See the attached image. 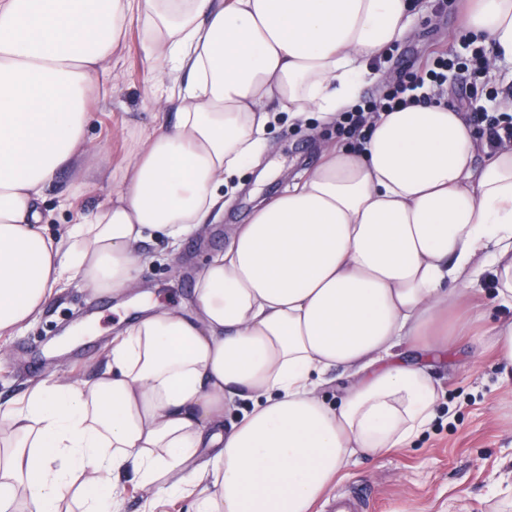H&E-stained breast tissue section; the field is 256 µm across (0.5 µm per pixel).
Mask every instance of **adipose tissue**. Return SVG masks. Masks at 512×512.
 Here are the masks:
<instances>
[{"instance_id":"adipose-tissue-1","label":"adipose tissue","mask_w":512,"mask_h":512,"mask_svg":"<svg viewBox=\"0 0 512 512\" xmlns=\"http://www.w3.org/2000/svg\"><path fill=\"white\" fill-rule=\"evenodd\" d=\"M421 0H0V335L63 276L124 294L157 234L207 223L252 166L272 113L330 121ZM463 28L512 63V0H467ZM141 33L176 120L131 151L118 190L60 237L44 191L85 154L103 63ZM512 309V145L443 103L381 113L237 225L200 270L195 310L150 312L105 369L0 405V512H115L121 477L195 512H310L353 457L406 447L435 419L433 373L485 271ZM343 375L336 403L319 393ZM214 449L201 461L200 451Z\"/></svg>"}]
</instances>
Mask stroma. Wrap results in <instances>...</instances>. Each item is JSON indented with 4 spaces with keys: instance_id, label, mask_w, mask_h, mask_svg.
Returning <instances> with one entry per match:
<instances>
[{
    "instance_id": "stroma-1",
    "label": "stroma",
    "mask_w": 512,
    "mask_h": 512,
    "mask_svg": "<svg viewBox=\"0 0 512 512\" xmlns=\"http://www.w3.org/2000/svg\"><path fill=\"white\" fill-rule=\"evenodd\" d=\"M424 8L398 54L379 62L386 74L417 70L435 51L462 52L469 34L459 24L455 0H426ZM105 67L112 90L91 107L85 146V162L98 174L86 181L76 168L56 177L43 202L44 226L52 235L75 212L103 205L117 187L113 173L130 147L175 120L165 83L146 86L138 29L129 31L122 51ZM264 140L259 164L225 179L217 218L179 242L159 235L146 244L149 259L126 293V305L66 278L35 321L0 337V403L40 378L94 377L106 365V345L142 309L193 312L200 268L223 252L236 225L249 222L255 197L279 195L322 161L324 148L341 143L335 124L314 117L292 123L284 113L267 127ZM434 374L438 418L407 447L353 458L311 512H326L331 496L358 485L371 493L369 512H512V378L491 350H476L468 336L454 337Z\"/></svg>"
}]
</instances>
